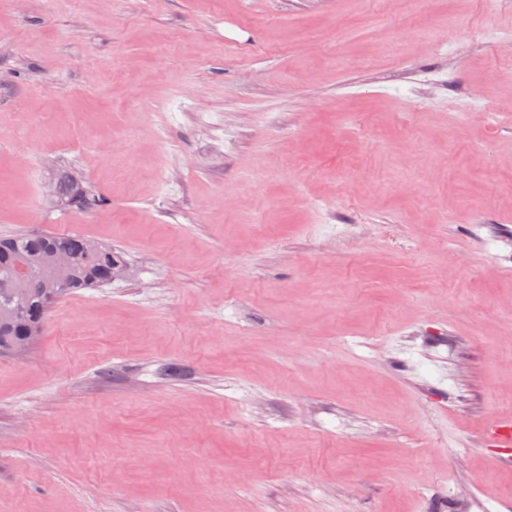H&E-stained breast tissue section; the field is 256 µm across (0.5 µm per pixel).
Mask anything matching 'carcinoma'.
<instances>
[{
  "instance_id": "cac0c4a2",
  "label": "carcinoma",
  "mask_w": 512,
  "mask_h": 512,
  "mask_svg": "<svg viewBox=\"0 0 512 512\" xmlns=\"http://www.w3.org/2000/svg\"><path fill=\"white\" fill-rule=\"evenodd\" d=\"M58 190L77 209H88L95 204V199L70 185L61 184ZM58 255L68 259L62 271L51 265ZM21 265L28 267L42 287H12ZM123 266L120 254L76 234H17L0 238V355L11 349L24 351L32 344L34 336L30 335V328L36 324L47 295L58 299L76 289L109 283ZM58 280L68 283L63 293L54 288Z\"/></svg>"
}]
</instances>
